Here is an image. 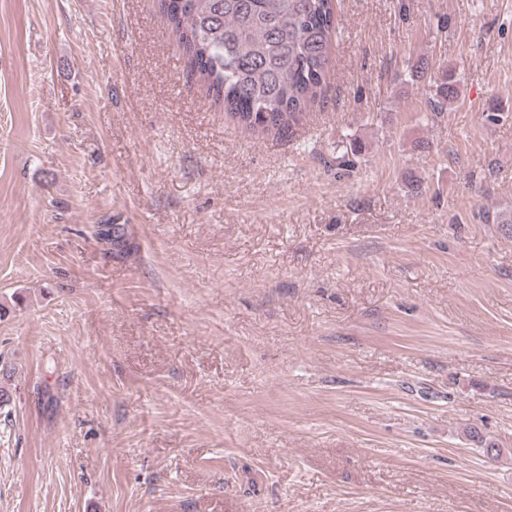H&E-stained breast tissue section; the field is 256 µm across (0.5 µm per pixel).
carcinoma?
Listing matches in <instances>:
<instances>
[{
    "mask_svg": "<svg viewBox=\"0 0 512 512\" xmlns=\"http://www.w3.org/2000/svg\"><path fill=\"white\" fill-rule=\"evenodd\" d=\"M191 76L251 133L289 134L325 90L336 32L335 0H158ZM439 117L459 96L447 71L431 85ZM15 374L0 361V409Z\"/></svg>",
    "mask_w": 512,
    "mask_h": 512,
    "instance_id": "cac0c4a2",
    "label": "carcinoma"
}]
</instances>
